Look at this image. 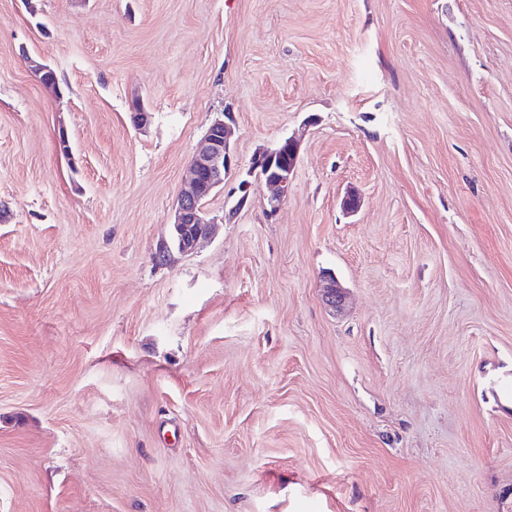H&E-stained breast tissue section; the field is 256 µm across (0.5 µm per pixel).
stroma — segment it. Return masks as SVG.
<instances>
[{
  "mask_svg": "<svg viewBox=\"0 0 512 512\" xmlns=\"http://www.w3.org/2000/svg\"><path fill=\"white\" fill-rule=\"evenodd\" d=\"M505 381L512 0H0V512H512ZM24 62L33 72H35L40 77L42 84L52 94H54V96H59L61 94V88L53 69L30 56H25ZM229 121L233 119L228 112L224 113V119L214 120L207 130L204 146L193 157L188 170V190L178 198L170 223L171 241L160 244L155 256L157 262L167 263L172 246L183 254L193 253L198 243L212 237L221 224L209 217L203 202L224 186L236 165L230 152ZM173 238L176 245L172 244ZM298 147V142L288 137L276 147L255 154L251 160L250 174H257L260 181H264L274 190L268 200L270 212L275 211L288 195L298 158Z\"/></svg>",
  "mask_w": 512,
  "mask_h": 512,
  "instance_id": "35a3bbf8",
  "label": "stroma"
}]
</instances>
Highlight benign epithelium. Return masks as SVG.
<instances>
[{
    "label": "benign epithelium",
    "instance_id": "1",
    "mask_svg": "<svg viewBox=\"0 0 512 512\" xmlns=\"http://www.w3.org/2000/svg\"><path fill=\"white\" fill-rule=\"evenodd\" d=\"M24 62L52 94H61L53 69L30 56L24 57ZM131 120L134 127L140 130L149 123L150 113L138 99L131 103ZM230 120L232 116L229 112L224 113V118L214 120L207 130L204 146L193 157L188 170V190L178 198L171 222L175 243L164 241L160 244L156 253L157 262H167L173 247L183 254H191L201 240L215 234L218 220L209 217L203 202L224 186L235 166L229 144ZM297 158L298 142L288 137L276 147L255 154L251 160L250 173L273 188V194L268 200L272 211L288 195Z\"/></svg>",
    "mask_w": 512,
    "mask_h": 512
}]
</instances>
